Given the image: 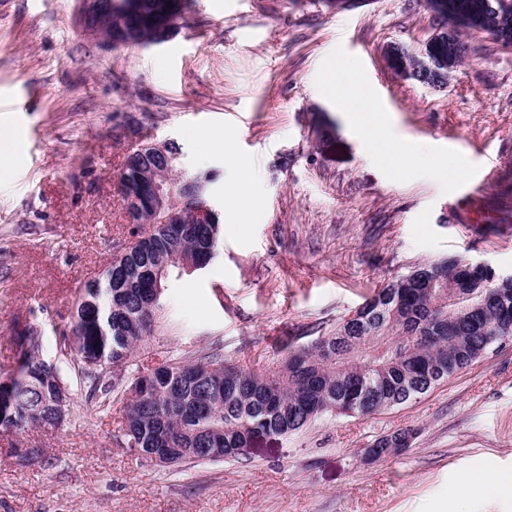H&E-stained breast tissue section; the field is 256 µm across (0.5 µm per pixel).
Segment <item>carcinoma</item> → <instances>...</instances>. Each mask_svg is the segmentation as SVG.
<instances>
[{
  "instance_id": "cac0c4a2",
  "label": "carcinoma",
  "mask_w": 512,
  "mask_h": 512,
  "mask_svg": "<svg viewBox=\"0 0 512 512\" xmlns=\"http://www.w3.org/2000/svg\"><path fill=\"white\" fill-rule=\"evenodd\" d=\"M451 28L431 50L460 65L464 42L458 31L476 30L487 0H446ZM112 0L113 24L137 33L139 43L156 37L153 19L165 0ZM499 38L512 40V10L494 19ZM153 157L125 158L116 178L126 194L150 171ZM220 214L211 224H157L150 236L119 253L103 279L78 289L63 346L90 381V395L117 391L124 401L126 448L156 449L155 465L238 460V448L261 438L285 437L323 415L355 416L401 405L466 369L489 348L492 336L512 337V283H490V270L456 258L420 263L375 290L356 310L307 346L263 372L215 354L199 353L146 373L131 370L133 354L150 334L159 303L155 290L185 272L180 259L205 269L220 239ZM15 339V368L0 383V430L22 433L61 421L56 408L65 381L45 366L36 327ZM400 429L375 440L365 455L383 459L410 447ZM26 465L49 466L41 448L14 449Z\"/></svg>"
}]
</instances>
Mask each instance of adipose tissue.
I'll list each match as a JSON object with an SVG mask.
<instances>
[{
  "instance_id": "obj_1",
  "label": "adipose tissue",
  "mask_w": 512,
  "mask_h": 512,
  "mask_svg": "<svg viewBox=\"0 0 512 512\" xmlns=\"http://www.w3.org/2000/svg\"><path fill=\"white\" fill-rule=\"evenodd\" d=\"M352 118L356 126L366 135L371 150L386 153L395 158L406 170H420L428 176L443 178L446 169L439 160L435 150L423 145L404 147L399 143L377 136L376 130L381 122L375 114L372 104H365L362 108L352 110Z\"/></svg>"
}]
</instances>
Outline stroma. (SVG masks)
Listing matches in <instances>:
<instances>
[{
    "label": "stroma",
    "instance_id": "35a3bbf8",
    "mask_svg": "<svg viewBox=\"0 0 512 512\" xmlns=\"http://www.w3.org/2000/svg\"><path fill=\"white\" fill-rule=\"evenodd\" d=\"M436 30L423 0H193L170 39L115 48L82 29L76 0H0V132L20 143L0 176V372L15 333L37 326L74 397L61 424L0 433V512H512V342L408 403L174 471L118 444L122 398L86 400L59 346L78 288L132 239L114 181L143 134L179 145L182 176L214 174L222 233L205 270L167 284L140 368L216 350L264 369L419 262L511 272L512 47L462 32L469 55L440 87L390 68V47L420 55ZM347 75L367 98L389 92L390 134L463 174L431 179L367 150L323 91ZM245 168L256 203L241 223L224 186ZM470 199L501 221L474 232ZM400 429L407 450L366 460ZM33 446L52 467L20 464L15 449ZM468 471L498 482L460 499Z\"/></svg>",
    "mask_w": 512,
    "mask_h": 512
}]
</instances>
